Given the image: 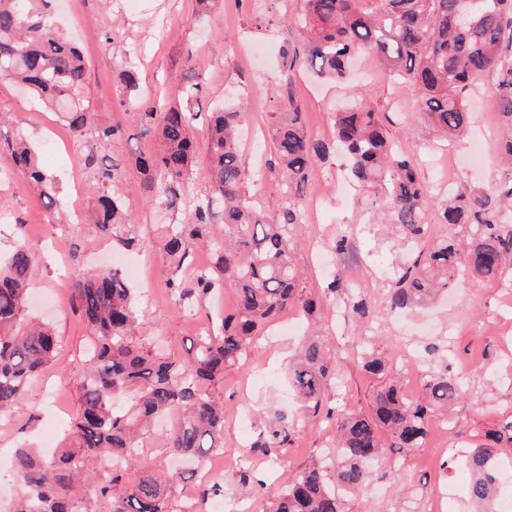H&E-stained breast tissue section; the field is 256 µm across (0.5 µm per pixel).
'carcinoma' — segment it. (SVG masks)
<instances>
[{"label":"carcinoma","instance_id":"cac0c4a2","mask_svg":"<svg viewBox=\"0 0 512 512\" xmlns=\"http://www.w3.org/2000/svg\"><path fill=\"white\" fill-rule=\"evenodd\" d=\"M51 0H0V79L37 94L63 114L78 136L87 126L90 101L85 66L78 46L51 21ZM302 0L298 21L304 51L283 47V68L292 77L302 69L336 79L359 52L372 53L385 75L413 84L420 95L422 118L450 138L469 124L466 91L490 76L498 116L512 156V0ZM204 93L194 82L180 91L181 107H153L132 115L160 148L144 154L138 165L149 199L176 212L187 208L183 222L164 227L167 285L179 310L194 315L195 305L234 289L235 305L220 325L197 337L191 356L171 360L153 354L135 335L134 289L118 271L88 273L74 286L81 317L91 333V348L78 373L80 409L59 448L50 456L18 448L7 476L20 495L11 512H181L171 488L196 477V467L226 451L224 405L206 387L241 364L252 336L295 307L312 317L317 302L305 297L301 274L293 263V227L304 223L296 196L315 164L342 152L351 174L366 192L385 202V223L400 232L401 243H418L428 231V198L411 159L397 149L375 110L362 101L334 113L332 140L310 137L302 108L288 98V111L273 113L271 141L288 181V200L273 219L246 186L240 126L245 111L224 108L211 113L208 130V177L215 196L196 198L192 190L190 130L199 118L191 103ZM10 156L18 173L38 187L49 205L59 202L57 186L40 167L28 141L18 138ZM92 170L90 218L112 243L129 249L138 242L129 207L120 193L122 172L115 161L85 157ZM224 202L215 221V199ZM439 221L465 225V239L446 237L418 253L401 269L387 309L427 299L436 289L463 279L497 280L512 288V181L497 185L494 195L474 189L448 193ZM203 247L212 263L196 271L190 283L183 269ZM33 253L18 241L0 265V413L24 395L31 379L56 356L60 341L48 327L28 315L26 299ZM291 385L305 414H320L324 393L339 384L336 363L319 341L304 346L290 370ZM465 394L463 378L450 371L429 376L421 396L406 399L399 385L377 391L372 413L327 409L336 436L331 448L288 484L275 489L270 512H344L347 495L374 479L386 447H420L430 419L447 413ZM177 414L167 447L191 466L165 473L142 469L137 479L122 481L118 466L135 458L143 432L161 417ZM296 430L274 415L252 448L264 454L285 448ZM471 474L469 500L492 512L500 466L491 446L465 455ZM215 481L199 490L198 512H208L221 495Z\"/></svg>","mask_w":512,"mask_h":512}]
</instances>
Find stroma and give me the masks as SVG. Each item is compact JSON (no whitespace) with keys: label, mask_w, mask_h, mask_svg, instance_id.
<instances>
[{"label":"stroma","mask_w":512,"mask_h":512,"mask_svg":"<svg viewBox=\"0 0 512 512\" xmlns=\"http://www.w3.org/2000/svg\"><path fill=\"white\" fill-rule=\"evenodd\" d=\"M54 7L56 24L76 41L86 62L93 127L83 136H74L58 111L20 93L14 84L0 82V113L9 116L8 122L0 124V256L8 255L17 240H26L34 254L29 311L48 323L61 340L58 357L0 419V459L11 456L24 442L40 448L46 437L61 440L80 409L76 368L84 357L88 330L73 306V285L84 274L109 270L110 260L101 253L106 238L94 225L75 221L66 202L77 194L82 207L91 205L92 176L84 157L96 148L94 126L117 123L122 127L112 148L98 150L121 164L122 191L146 240L126 253L141 267L140 340L166 356L187 358L195 334L233 308V291L227 288L211 297L191 321L181 314L166 287L165 257L156 233L158 225L173 223L175 217L143 195V178L134 162L140 153L153 150L154 144L142 137L139 124L123 106L126 90L120 73L124 68L136 71L137 95L144 104H178L181 87L203 83L205 92L193 105L201 117L191 131L196 143L194 188L202 196L211 189L206 117L225 98L242 99L247 106L248 142L242 162L249 186L268 213H275L284 201L283 175L271 163L268 123L271 113L284 109L277 90L283 75L281 48L302 45V29L294 22L300 0H216L207 14L199 12L197 0H55ZM108 31L113 40H105ZM357 90L381 113L398 146L416 161L431 205L447 196L450 181L458 187L490 191L512 179V163L498 149L502 132L490 78H480L471 86L473 123L467 137L452 148L422 120L414 88L386 79L368 52L356 57L351 76L344 81L307 72L294 78L293 93L305 107L309 135L331 139L334 112L349 104ZM19 137L31 143L43 169L56 180L57 207H48L13 170L7 145ZM344 169V158L334 153L318 162L304 190L302 207L312 209V202L324 191V180H343ZM380 207V202L352 189L312 209L310 223L297 225L294 231V263L304 273V293L323 299L318 334L336 353L348 407L370 413L381 384L358 358L367 344L401 374L408 399L417 398L431 370L443 367L465 371L467 394L453 407L449 429L431 422L421 447L387 453L372 485L346 499L345 512H424V500L447 489L459 494L455 512H468L470 474L459 452L481 444L487 429L512 419V343L496 332L499 320L512 317V288L495 280L477 284L466 280L450 292L409 306L402 314L388 312L393 275L411 265L415 255L379 223ZM338 233L355 242L365 263L387 269L389 278L376 286L360 270L336 266L330 258L319 260V248L327 247ZM335 279L369 302L372 314L366 322L351 317L340 294L327 292V284ZM307 334V323L300 318L292 335L277 341L258 337L249 351L253 366L227 367L223 379L211 387L228 415L226 447L248 449L276 410L300 426L292 444L278 455L252 458L257 475L271 488L283 486L308 467L322 454L331 435L326 423L303 419L301 401L288 386V365ZM466 362L471 370H463ZM237 470L234 459H227L219 477L232 512H269V498L255 485L240 483ZM396 470L405 477L398 489L389 479Z\"/></svg>","instance_id":"stroma-1"}]
</instances>
